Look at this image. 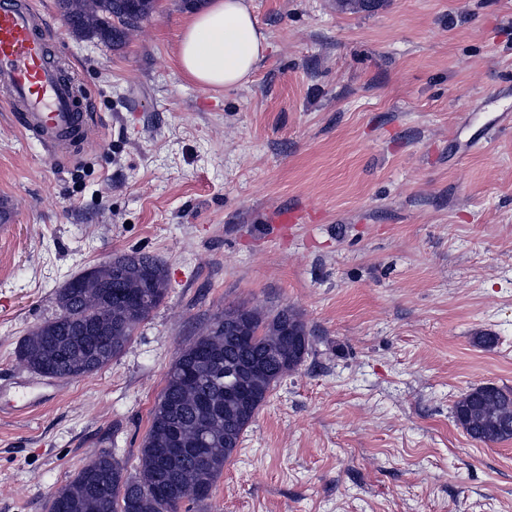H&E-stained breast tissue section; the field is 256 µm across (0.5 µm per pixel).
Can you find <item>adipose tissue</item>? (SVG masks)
<instances>
[{
  "label": "adipose tissue",
  "instance_id": "1",
  "mask_svg": "<svg viewBox=\"0 0 512 512\" xmlns=\"http://www.w3.org/2000/svg\"><path fill=\"white\" fill-rule=\"evenodd\" d=\"M269 47L249 0H207L180 30L177 61L198 86L232 90L250 82Z\"/></svg>",
  "mask_w": 512,
  "mask_h": 512
}]
</instances>
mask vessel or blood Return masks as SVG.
Here are the masks:
<instances>
[{
    "label": "vessel or blood",
    "instance_id": "b4317fda",
    "mask_svg": "<svg viewBox=\"0 0 512 512\" xmlns=\"http://www.w3.org/2000/svg\"><path fill=\"white\" fill-rule=\"evenodd\" d=\"M51 22L33 4L0 0V98L54 153L93 137L90 99L62 78L47 44Z\"/></svg>",
    "mask_w": 512,
    "mask_h": 512
}]
</instances>
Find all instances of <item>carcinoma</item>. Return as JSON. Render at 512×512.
<instances>
[{"mask_svg":"<svg viewBox=\"0 0 512 512\" xmlns=\"http://www.w3.org/2000/svg\"><path fill=\"white\" fill-rule=\"evenodd\" d=\"M90 2L97 14L91 29L81 24L77 0H57V8L71 32L113 45L123 41L127 26L150 16L154 0ZM115 260L116 273L102 290L98 305H85L70 281L57 293L59 313L22 339L17 356L31 372L76 379L100 371L124 352L136 327L165 300L168 278L154 256L132 250ZM127 277L144 281L142 301L130 324L108 326V308L123 302ZM235 315L246 317L249 325V334L240 341L233 323L224 320ZM215 327L224 349L200 368L194 383H185L182 373L194 351L206 344L207 336H198L190 344L191 351L176 352L151 410L136 471H125L113 453L101 450L50 497L47 512H179L185 502L207 505L224 466L267 395L284 376L299 369L311 349L310 332L288 306L272 315L229 306L213 316L206 332ZM258 364L266 370L249 369ZM488 402L493 403L495 416L512 417V390L484 384L463 393L454 403L455 422L485 445L512 440V425L492 430L486 417L477 414ZM174 428L185 454L163 461L160 453L170 447Z\"/></svg>","mask_w":512,"mask_h":512,"instance_id":"cac0c4a2","label":"carcinoma"}]
</instances>
